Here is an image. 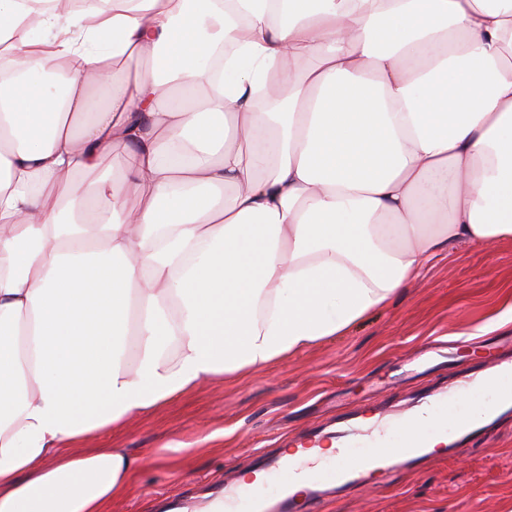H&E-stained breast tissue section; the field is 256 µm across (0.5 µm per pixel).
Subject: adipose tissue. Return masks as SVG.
I'll return each instance as SVG.
<instances>
[{
    "instance_id": "obj_1",
    "label": "adipose tissue",
    "mask_w": 512,
    "mask_h": 512,
    "mask_svg": "<svg viewBox=\"0 0 512 512\" xmlns=\"http://www.w3.org/2000/svg\"><path fill=\"white\" fill-rule=\"evenodd\" d=\"M218 2L0 0V512H112L148 460L80 441L512 242V0Z\"/></svg>"
}]
</instances>
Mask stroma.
I'll list each match as a JSON object with an SVG mask.
<instances>
[{
  "instance_id": "stroma-1",
  "label": "stroma",
  "mask_w": 512,
  "mask_h": 512,
  "mask_svg": "<svg viewBox=\"0 0 512 512\" xmlns=\"http://www.w3.org/2000/svg\"><path fill=\"white\" fill-rule=\"evenodd\" d=\"M512 242L441 253L408 288L350 333L268 368L181 396L133 421L108 444L150 458L112 512H146L151 498L199 495L227 472L254 468L313 426L373 403L391 410L476 371L512 336ZM171 440L191 454L163 452ZM323 512H512V411L454 455L435 454L391 483L335 494Z\"/></svg>"
}]
</instances>
